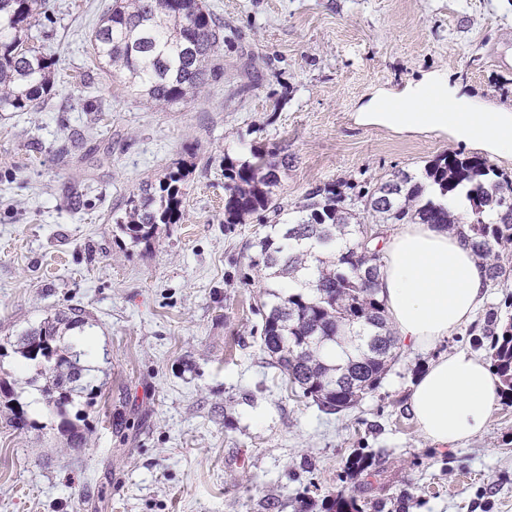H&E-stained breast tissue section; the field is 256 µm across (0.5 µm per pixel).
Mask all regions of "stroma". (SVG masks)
<instances>
[{"mask_svg":"<svg viewBox=\"0 0 512 512\" xmlns=\"http://www.w3.org/2000/svg\"><path fill=\"white\" fill-rule=\"evenodd\" d=\"M35 28L58 57L50 99L0 112V512H512V405L474 438L435 445L408 407L438 355L486 354L468 329L401 345L380 386L323 412L257 337L267 275L247 267L256 220L224 221V159L287 158L297 203L347 179L372 187L444 154L445 133L364 126L375 95L434 72L488 112H512V0H202L224 24L219 73L159 108L92 64L112 0H46ZM182 170V217L135 244L115 225L142 185ZM88 352L92 404L73 423L33 403L17 348L47 317ZM29 426L15 429L11 407ZM374 459L377 472L355 468Z\"/></svg>","mask_w":512,"mask_h":512,"instance_id":"stroma-1","label":"stroma"}]
</instances>
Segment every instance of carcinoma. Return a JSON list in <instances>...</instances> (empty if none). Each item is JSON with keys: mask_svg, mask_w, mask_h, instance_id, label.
I'll return each mask as SVG.
<instances>
[{"mask_svg": "<svg viewBox=\"0 0 512 512\" xmlns=\"http://www.w3.org/2000/svg\"><path fill=\"white\" fill-rule=\"evenodd\" d=\"M42 0H0V112H33L51 95L56 58L30 44ZM94 59L137 94L169 106L196 93L214 73L224 27L202 0H112L93 32ZM285 159L255 150L251 158L224 157V223L257 218L266 228L247 245L248 267L271 271L273 283L262 303L260 343L269 364L305 398L328 414L355 407L380 385L398 359V338L379 297L383 252L365 241V221L387 224H439L457 229L462 218L452 208L469 203L467 234L473 252L495 286L505 289L491 309L480 336L490 338L488 357L499 391L512 405V175L479 156H439L419 174L399 172L370 191L349 194L337 181L310 191L302 202L285 201L279 191ZM183 173L173 171L159 189L147 184L132 197L119 230L135 244L148 243L158 225L181 219ZM84 324L79 311L45 319L27 336L19 353L40 376L43 399L70 432L69 447L86 438L69 420L76 397L88 390L89 368L78 340L64 341L63 330ZM331 512H364L352 496L340 494Z\"/></svg>", "mask_w": 512, "mask_h": 512, "instance_id": "carcinoma-1", "label": "carcinoma"}]
</instances>
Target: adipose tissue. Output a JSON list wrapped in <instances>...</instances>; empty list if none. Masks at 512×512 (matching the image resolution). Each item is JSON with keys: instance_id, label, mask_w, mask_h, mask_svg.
Wrapping results in <instances>:
<instances>
[{"instance_id": "obj_1", "label": "adipose tissue", "mask_w": 512, "mask_h": 512, "mask_svg": "<svg viewBox=\"0 0 512 512\" xmlns=\"http://www.w3.org/2000/svg\"><path fill=\"white\" fill-rule=\"evenodd\" d=\"M398 109L370 101L358 119L396 129L424 128L512 155V113L483 112L445 80L430 78L398 97ZM381 296L402 341L429 348L467 326L490 282L468 240L435 224H408L383 243ZM498 393L488 364L465 351L440 356L412 385L409 409L426 439L440 444L476 435Z\"/></svg>"}]
</instances>
